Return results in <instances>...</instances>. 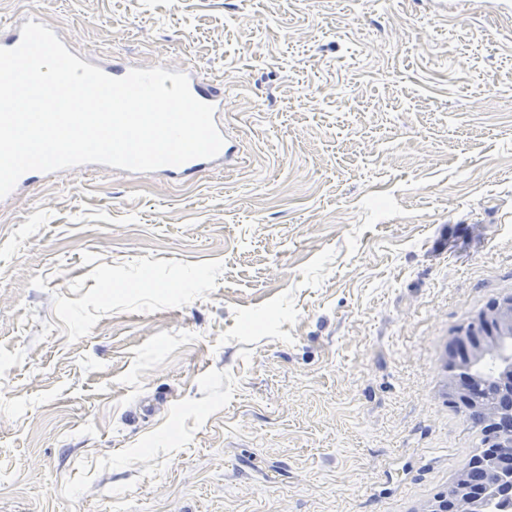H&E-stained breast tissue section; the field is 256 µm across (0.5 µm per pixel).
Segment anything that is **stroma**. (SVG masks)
Masks as SVG:
<instances>
[{
  "mask_svg": "<svg viewBox=\"0 0 512 512\" xmlns=\"http://www.w3.org/2000/svg\"><path fill=\"white\" fill-rule=\"evenodd\" d=\"M223 81L235 150L0 200V512H427L512 294V0H0ZM508 319L512 322V297L507 296L501 300H495L486 311L482 312L474 321V325L490 324L499 319Z\"/></svg>",
  "mask_w": 512,
  "mask_h": 512,
  "instance_id": "obj_1",
  "label": "stroma"
}]
</instances>
